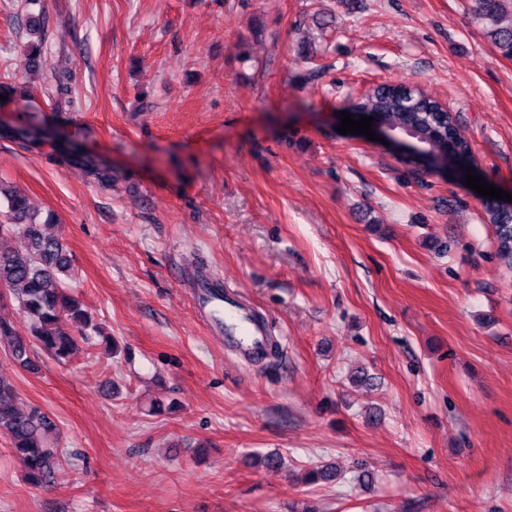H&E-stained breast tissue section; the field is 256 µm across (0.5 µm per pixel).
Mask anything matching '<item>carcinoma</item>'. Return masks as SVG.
<instances>
[{
    "mask_svg": "<svg viewBox=\"0 0 512 512\" xmlns=\"http://www.w3.org/2000/svg\"><path fill=\"white\" fill-rule=\"evenodd\" d=\"M512 0H472L476 19L485 23V35L506 57L512 58V23L502 24L507 5ZM41 90L50 103L71 93V76L61 71L45 79ZM350 109L374 118L383 132L396 140H408L421 148L423 157L433 160L453 150L458 155L471 152L470 143L457 134L458 123L450 112L439 110L431 98L409 92L404 84H383L350 104ZM8 140L29 151L48 147L61 164L83 167L95 182L105 185L112 181V170L97 164L82 146L40 120L10 126ZM0 202L7 205L11 223L0 224V238L19 232L25 239V252L0 248V302L10 295L18 309L32 321L21 335L13 323L0 317V341H7L12 356L22 366L36 371L29 356L33 343L55 361L65 364L76 345L70 330L62 327L71 323L80 330L96 329L84 304L73 294L68 281L73 269L64 240L42 231V224L25 196L6 190L0 183ZM498 231L497 255L500 262L512 268V208L493 203L488 210ZM0 433L7 435L11 450L22 462L25 478L34 486L50 482L59 461V448L52 442L57 435L55 423L39 409L19 403L14 384L0 376Z\"/></svg>",
    "mask_w": 512,
    "mask_h": 512,
    "instance_id": "1",
    "label": "carcinoma"
}]
</instances>
